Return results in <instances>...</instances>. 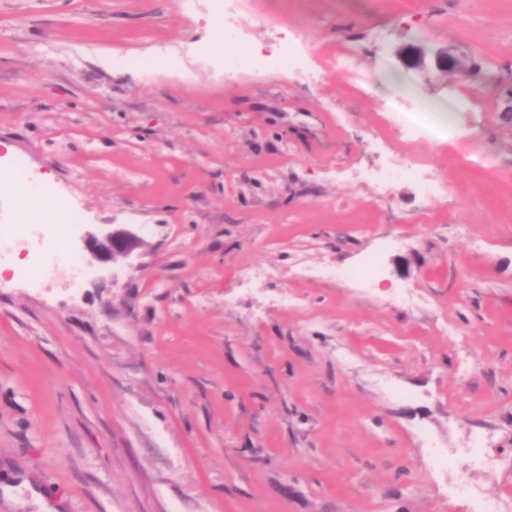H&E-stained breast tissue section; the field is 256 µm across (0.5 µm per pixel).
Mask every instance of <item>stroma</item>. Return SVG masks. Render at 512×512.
<instances>
[{"label": "stroma", "mask_w": 512, "mask_h": 512, "mask_svg": "<svg viewBox=\"0 0 512 512\" xmlns=\"http://www.w3.org/2000/svg\"><path fill=\"white\" fill-rule=\"evenodd\" d=\"M246 9L254 47L287 22L303 64L225 82L210 0H0V157L80 224L148 243L103 266L69 228L35 284L0 236L17 258L0 278V512L512 505V0ZM447 46L473 77L437 70ZM398 98L430 117L459 104V141L492 168L405 139ZM392 157L446 193L401 177L377 198ZM336 65L351 79L359 82H366L361 61L347 49H336Z\"/></svg>", "instance_id": "35a3bbf8"}]
</instances>
